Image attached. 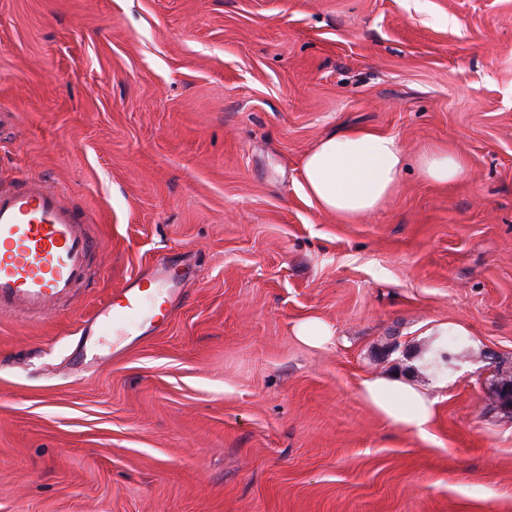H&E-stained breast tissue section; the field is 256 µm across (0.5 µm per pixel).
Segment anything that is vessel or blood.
<instances>
[{
  "mask_svg": "<svg viewBox=\"0 0 512 512\" xmlns=\"http://www.w3.org/2000/svg\"><path fill=\"white\" fill-rule=\"evenodd\" d=\"M85 224L83 213L44 179L0 190V313L44 316L87 283L92 241ZM152 305L142 290L124 288L94 322L126 336Z\"/></svg>",
  "mask_w": 512,
  "mask_h": 512,
  "instance_id": "1",
  "label": "vessel or blood"
}]
</instances>
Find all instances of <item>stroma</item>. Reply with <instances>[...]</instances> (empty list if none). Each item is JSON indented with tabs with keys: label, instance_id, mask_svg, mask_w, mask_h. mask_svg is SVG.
<instances>
[{
	"label": "stroma",
	"instance_id": "stroma-1",
	"mask_svg": "<svg viewBox=\"0 0 512 512\" xmlns=\"http://www.w3.org/2000/svg\"><path fill=\"white\" fill-rule=\"evenodd\" d=\"M2 113L0 187L48 180L96 242L89 286L0 315V512H512V0H0ZM352 127L406 167L345 224L302 164ZM160 259L166 322L82 368ZM374 376L436 396L428 438ZM421 169L425 177L438 184H448L464 174L461 157L456 153H430L421 157ZM400 379L375 377L363 382V398L390 424L422 438L434 415L436 398Z\"/></svg>",
	"mask_w": 512,
	"mask_h": 512
}]
</instances>
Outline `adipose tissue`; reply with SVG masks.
<instances>
[{
    "label": "adipose tissue",
    "mask_w": 512,
    "mask_h": 512,
    "mask_svg": "<svg viewBox=\"0 0 512 512\" xmlns=\"http://www.w3.org/2000/svg\"><path fill=\"white\" fill-rule=\"evenodd\" d=\"M405 154L395 136L348 129L322 138L302 166L309 201L340 221L379 210L396 191ZM363 398L390 424L428 437L435 398L411 383L386 377L365 380Z\"/></svg>",
    "instance_id": "1"
}]
</instances>
